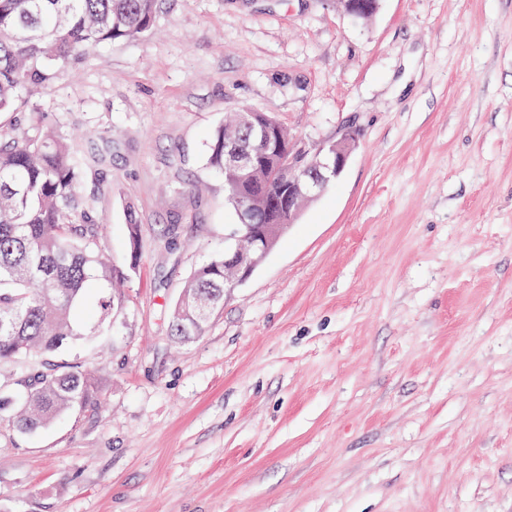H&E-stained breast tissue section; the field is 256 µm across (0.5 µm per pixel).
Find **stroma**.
<instances>
[{"mask_svg": "<svg viewBox=\"0 0 512 512\" xmlns=\"http://www.w3.org/2000/svg\"><path fill=\"white\" fill-rule=\"evenodd\" d=\"M50 118L112 141L96 195L129 260L103 403L34 435L0 411V512H512V0H162L64 70ZM255 109L343 173L175 343L169 312L237 216L207 139ZM196 186L189 196L188 186ZM180 224L169 245L164 228Z\"/></svg>", "mask_w": 512, "mask_h": 512, "instance_id": "stroma-1", "label": "stroma"}]
</instances>
